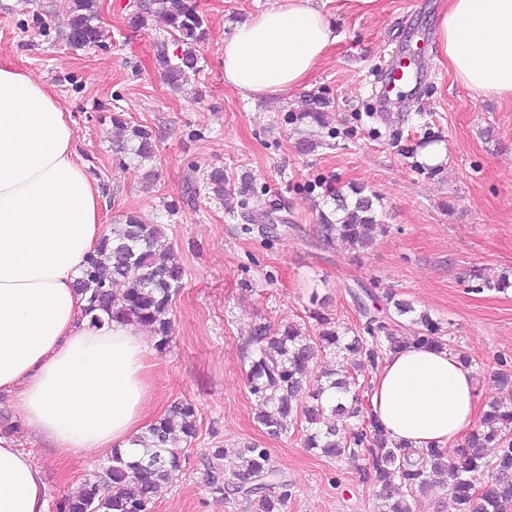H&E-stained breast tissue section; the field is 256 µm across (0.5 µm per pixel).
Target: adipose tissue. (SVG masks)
I'll return each mask as SVG.
<instances>
[{
    "mask_svg": "<svg viewBox=\"0 0 512 512\" xmlns=\"http://www.w3.org/2000/svg\"><path fill=\"white\" fill-rule=\"evenodd\" d=\"M438 51L472 92L512 102V0H448ZM316 0H280L224 42V81L245 99L301 87L336 43ZM101 237L99 189L73 120L46 85L0 65V394L59 454L107 453L151 417L144 329L89 326L75 282ZM374 418L416 448L464 438L474 376L449 351L409 345L379 368ZM0 512H48L41 468L0 433Z\"/></svg>",
    "mask_w": 512,
    "mask_h": 512,
    "instance_id": "adipose-tissue-1",
    "label": "adipose tissue"
}]
</instances>
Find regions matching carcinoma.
Instances as JSON below:
<instances>
[{
    "label": "carcinoma",
    "mask_w": 512,
    "mask_h": 512,
    "mask_svg": "<svg viewBox=\"0 0 512 512\" xmlns=\"http://www.w3.org/2000/svg\"><path fill=\"white\" fill-rule=\"evenodd\" d=\"M127 23L132 28L159 26L171 35L178 52L161 51L158 65L175 90L182 89L189 73L199 71L196 46L207 36L203 16L176 0H133ZM105 37L98 0H68L67 19L60 39L71 50L95 46ZM307 127H325L327 113L299 112L292 116ZM112 124L124 132L112 151L118 165L126 167L133 156L142 164L155 157L152 132L131 125L112 113ZM206 188L224 197V173L207 175ZM334 208L320 214V232L327 243L341 242L365 249L384 233L377 195L360 185L349 191L328 188ZM184 268L174 249L165 243L160 224H145L136 215L112 225L95 250L84 260L75 287L84 296V315L99 327L123 320L153 330L158 349L171 342L169 317L174 296L183 286ZM354 295L364 322L358 329H341L332 318L314 313L316 335L300 325L276 328L254 326L244 352L248 361L247 386L259 402L256 423L270 435H279L302 418L306 422L304 446L336 460L360 454L368 461L380 490L379 512H415V494L434 478H442L450 512H512V371L493 373L501 396L486 404L480 428L464 448L453 454L440 446L413 448L392 440L385 429L363 409L357 395L359 381L349 368L375 370L385 358L409 343L444 349L441 323L407 300L384 296L389 311L372 312L364 299L376 301L372 291ZM407 319L415 335L403 336L397 327ZM331 356L335 365L316 370L318 360ZM335 391L340 399L332 401ZM196 436L194 406L178 402L167 414L135 436L131 444L143 449L130 458L119 449L91 477L61 498L57 512H151L156 493L173 482L179 471L176 445ZM496 449L489 457L484 449ZM225 452L207 458L208 484L224 497H241L253 512H285L292 496L291 483L271 464L270 452L252 442L236 450L232 470L224 467Z\"/></svg>",
    "instance_id": "obj_1"
}]
</instances>
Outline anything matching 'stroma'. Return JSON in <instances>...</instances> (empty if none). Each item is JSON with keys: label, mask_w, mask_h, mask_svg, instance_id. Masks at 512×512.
Returning a JSON list of instances; mask_svg holds the SVG:
<instances>
[{"label": "stroma", "mask_w": 512, "mask_h": 512, "mask_svg": "<svg viewBox=\"0 0 512 512\" xmlns=\"http://www.w3.org/2000/svg\"><path fill=\"white\" fill-rule=\"evenodd\" d=\"M131 0H98L101 46L69 50L58 38L66 0H0V65L31 73L70 112L78 151L100 191L111 228L133 213L165 227L185 271L172 302V341L154 351L147 375L155 416L192 403L197 432L181 445L180 472L152 512H250L209 486L206 457L253 442L269 450L292 484L286 512H378V488L365 460H329L303 446L302 424L273 437L256 423L259 404L243 360L255 324L315 328L323 310L342 325L361 317V285L394 291L438 319L448 347L470 360L479 401L496 396L492 374L512 369V288L475 290L473 272L512 276V102L459 83L437 52L438 17L448 0H378L375 10L322 0L338 39L305 86L268 99H242L224 82V42L236 26L278 0H190L206 19L196 47L200 69L181 90L164 80L159 48L175 52L161 29L127 22ZM416 51L420 80L388 117L376 90L392 55ZM323 101L331 122L314 151L296 149L289 115ZM151 130L156 156L119 168L112 113ZM445 142L448 162L416 164L419 141ZM224 172V197L204 189ZM280 203L266 237L240 207L241 183ZM365 185L379 195L386 227L369 248L324 245L323 183ZM18 445L44 471L49 505L95 472L104 458L55 453L24 427Z\"/></svg>", "instance_id": "stroma-1"}]
</instances>
